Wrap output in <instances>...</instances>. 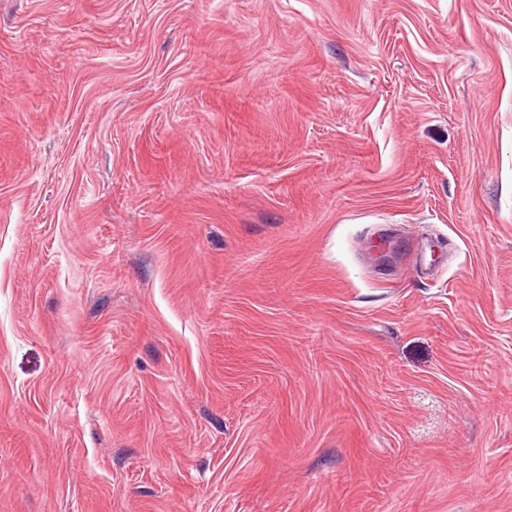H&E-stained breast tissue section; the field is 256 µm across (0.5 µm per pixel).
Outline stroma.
Segmentation results:
<instances>
[{"mask_svg":"<svg viewBox=\"0 0 512 512\" xmlns=\"http://www.w3.org/2000/svg\"><path fill=\"white\" fill-rule=\"evenodd\" d=\"M0 512H512V0H0Z\"/></svg>","mask_w":512,"mask_h":512,"instance_id":"1","label":"stroma"}]
</instances>
